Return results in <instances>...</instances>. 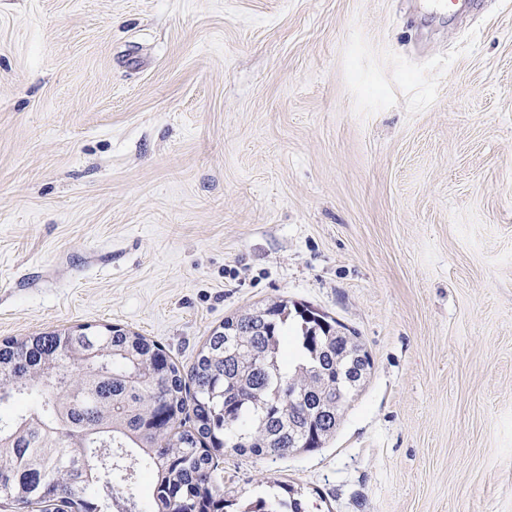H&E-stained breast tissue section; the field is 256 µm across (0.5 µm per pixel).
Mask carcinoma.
<instances>
[{"label": "carcinoma", "mask_w": 512, "mask_h": 512, "mask_svg": "<svg viewBox=\"0 0 512 512\" xmlns=\"http://www.w3.org/2000/svg\"><path fill=\"white\" fill-rule=\"evenodd\" d=\"M356 333L305 303L227 317L182 373L119 326L0 341V497L46 512H226L224 448L256 457L323 447L337 369ZM247 512H306L297 491Z\"/></svg>", "instance_id": "obj_1"}]
</instances>
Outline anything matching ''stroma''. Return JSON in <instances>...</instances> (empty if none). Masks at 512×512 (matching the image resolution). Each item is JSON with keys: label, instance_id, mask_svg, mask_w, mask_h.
Masks as SVG:
<instances>
[{"label": "stroma", "instance_id": "35a3bbf8", "mask_svg": "<svg viewBox=\"0 0 512 512\" xmlns=\"http://www.w3.org/2000/svg\"><path fill=\"white\" fill-rule=\"evenodd\" d=\"M277 298L372 368L324 448L225 449L236 512H512V0H0V339L185 371ZM273 486L283 490L285 494L274 493L269 499L258 498L247 512H306L301 499L295 497L298 492L292 486L282 482L274 483Z\"/></svg>", "mask_w": 512, "mask_h": 512}]
</instances>
